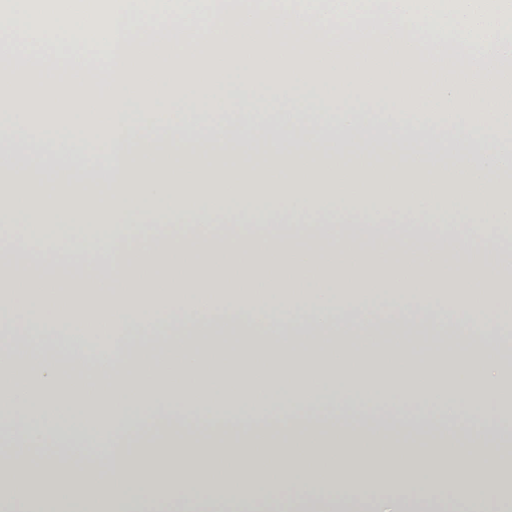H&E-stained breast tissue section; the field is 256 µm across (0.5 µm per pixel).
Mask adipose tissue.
I'll return each instance as SVG.
<instances>
[{
	"instance_id": "ef3b65f1",
	"label": "adipose tissue",
	"mask_w": 512,
	"mask_h": 512,
	"mask_svg": "<svg viewBox=\"0 0 512 512\" xmlns=\"http://www.w3.org/2000/svg\"><path fill=\"white\" fill-rule=\"evenodd\" d=\"M374 96L112 97L91 146L62 124H96L83 101L0 113V419L29 424L0 447V512H145L146 470L189 506L244 484L264 512H419L432 472L485 448L459 489L484 512L512 436L457 418L512 402V245L478 230L490 211L512 227V109L391 89L374 112ZM50 218L106 236L48 250L32 231ZM433 336L450 348L421 360ZM392 396L423 410L367 414ZM172 399L182 415L142 431ZM411 457L415 495L367 497ZM75 485L95 493L70 509Z\"/></svg>"
}]
</instances>
